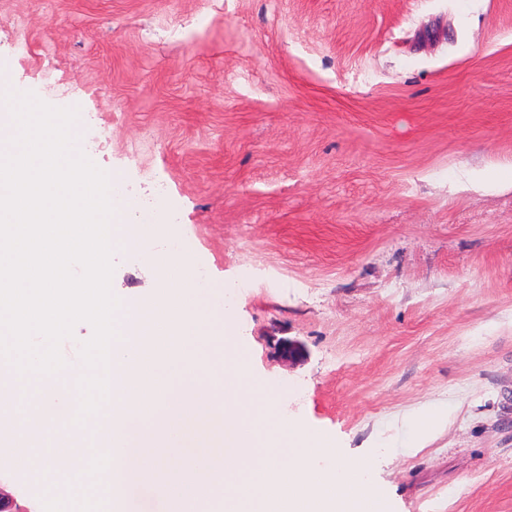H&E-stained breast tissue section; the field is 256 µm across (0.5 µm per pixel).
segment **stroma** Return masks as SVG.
<instances>
[{
    "mask_svg": "<svg viewBox=\"0 0 512 512\" xmlns=\"http://www.w3.org/2000/svg\"><path fill=\"white\" fill-rule=\"evenodd\" d=\"M1 72L167 184L252 378L393 512H512V0H0ZM5 486L41 512L31 465Z\"/></svg>",
    "mask_w": 512,
    "mask_h": 512,
    "instance_id": "stroma-1",
    "label": "stroma"
}]
</instances>
